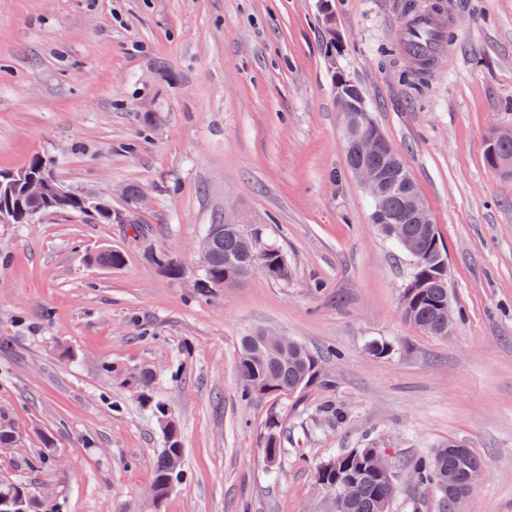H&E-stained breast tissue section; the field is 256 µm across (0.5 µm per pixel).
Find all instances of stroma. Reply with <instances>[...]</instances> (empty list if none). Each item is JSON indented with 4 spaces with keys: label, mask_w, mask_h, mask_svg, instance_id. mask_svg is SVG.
<instances>
[{
    "label": "stroma",
    "mask_w": 512,
    "mask_h": 512,
    "mask_svg": "<svg viewBox=\"0 0 512 512\" xmlns=\"http://www.w3.org/2000/svg\"><path fill=\"white\" fill-rule=\"evenodd\" d=\"M408 1L0 0V170L51 160L114 214L0 224V416L18 433L0 480L56 512H330V453L372 444L400 472L453 440L483 467L466 512H512V175L485 162L512 127V0H412L451 21L427 71L399 50ZM340 73L429 206L461 313L448 337L402 316L412 261L348 168ZM210 224L278 246L287 278L200 295ZM106 249L124 264H95ZM255 331L303 344L332 387L242 400ZM375 338L393 354L371 357ZM145 371L187 470L157 504L161 428L127 382Z\"/></svg>",
    "instance_id": "stroma-1"
}]
</instances>
